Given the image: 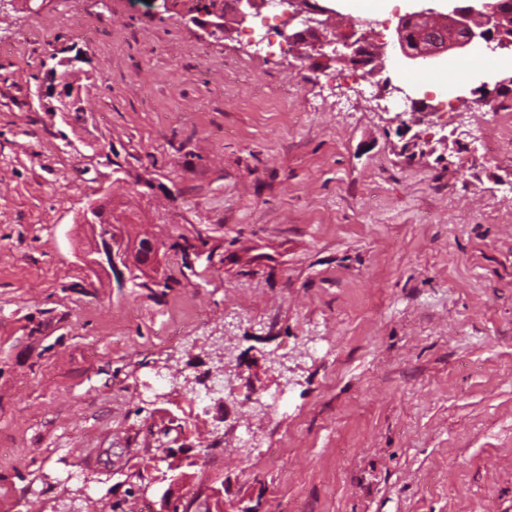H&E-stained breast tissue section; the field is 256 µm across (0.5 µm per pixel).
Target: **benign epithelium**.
Here are the masks:
<instances>
[{
    "instance_id": "obj_1",
    "label": "benign epithelium",
    "mask_w": 512,
    "mask_h": 512,
    "mask_svg": "<svg viewBox=\"0 0 512 512\" xmlns=\"http://www.w3.org/2000/svg\"><path fill=\"white\" fill-rule=\"evenodd\" d=\"M285 7V12L291 20L301 19L305 29L289 37V46L295 57H300L308 50L324 55V48L333 47L335 56L347 60L357 68H365L372 63L379 64L386 55L385 48L379 47L371 52L363 45V39L353 38V35L331 38L324 34L325 15L327 9L318 4H308V0H278ZM425 12H415L403 17L397 28V44L401 54L411 63L420 65L431 62L440 55L452 49H465L484 41L496 40L501 47H512V14L496 9L485 13L473 5H462L453 8L450 14L443 16L444 25L441 34L429 38L423 31L416 30L412 38L406 34L415 24L421 22ZM61 86V112H70L77 108L78 94L70 80V73L62 72L55 75ZM80 221L97 230V239L93 247L84 253L83 260L93 268L109 266L121 275L122 282L131 281L137 275V269H142L148 277L160 262L158 242L150 239L144 243L139 240L112 238L116 229L131 222L129 215L112 204L109 198L88 200L80 211ZM233 354L227 347H221L217 359L222 366L215 368V373L224 374L231 390H237L235 377L236 369L232 368ZM165 454L172 458L168 473L163 480L168 482L167 488L161 495L163 512H169L170 504L177 499L176 489L184 481L186 473L181 471L183 465L190 462V456L184 448H168Z\"/></svg>"
}]
</instances>
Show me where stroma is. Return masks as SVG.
Listing matches in <instances>:
<instances>
[{
	"mask_svg": "<svg viewBox=\"0 0 512 512\" xmlns=\"http://www.w3.org/2000/svg\"><path fill=\"white\" fill-rule=\"evenodd\" d=\"M422 4L447 9L392 5L365 40ZM198 5L82 0L92 47L68 0L0 15V512H160L164 446L201 437L190 512L228 478L259 512H512V154L458 130L501 141L502 68L452 90L389 54L340 112L349 64L254 54L236 10L208 28ZM55 69L78 111H56ZM105 195L126 234L200 236L211 261L167 254L165 288L94 273L79 212ZM222 340L238 393L201 416L153 393L205 380ZM283 380L256 414L245 393Z\"/></svg>",
	"mask_w": 512,
	"mask_h": 512,
	"instance_id": "stroma-1",
	"label": "stroma"
}]
</instances>
